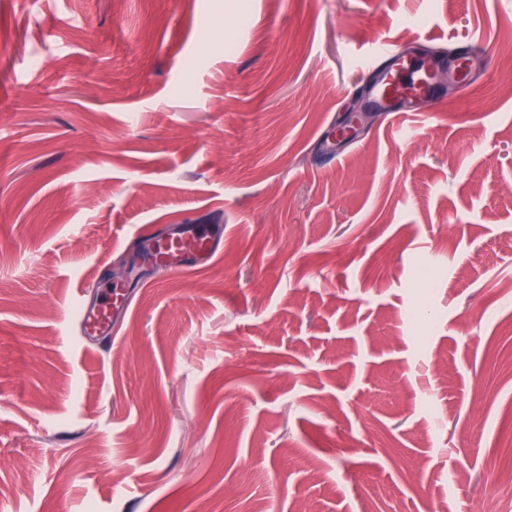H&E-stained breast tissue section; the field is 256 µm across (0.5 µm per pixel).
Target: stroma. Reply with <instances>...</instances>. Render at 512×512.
<instances>
[{
    "mask_svg": "<svg viewBox=\"0 0 512 512\" xmlns=\"http://www.w3.org/2000/svg\"><path fill=\"white\" fill-rule=\"evenodd\" d=\"M379 40L480 75L321 149ZM492 455L512 0H0V512H485ZM172 244V254L183 259L200 257L202 261L212 259L214 256L213 244L203 236H182L168 240ZM80 315L86 331L102 332L107 329L110 323V308L104 305L91 312L82 305Z\"/></svg>",
    "mask_w": 512,
    "mask_h": 512,
    "instance_id": "obj_1",
    "label": "stroma"
}]
</instances>
